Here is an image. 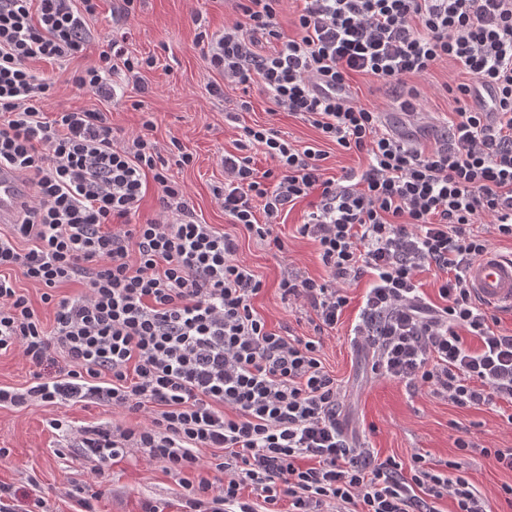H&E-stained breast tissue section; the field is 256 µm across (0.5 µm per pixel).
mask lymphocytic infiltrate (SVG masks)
I'll return each instance as SVG.
<instances>
[{"label":"lymphocytic infiltrate","instance_id":"1","mask_svg":"<svg viewBox=\"0 0 512 512\" xmlns=\"http://www.w3.org/2000/svg\"><path fill=\"white\" fill-rule=\"evenodd\" d=\"M279 2L235 0L236 19L198 42L223 84L259 88L321 136L301 146L270 126L243 127L213 190L232 224L277 247L283 212L309 201L298 232L317 244L326 275L280 282L284 299L313 313L307 337L269 330L255 311L261 280L238 261L237 237L190 209L152 115L116 142L115 78L140 79L155 57L105 40L97 65L69 76L100 108L48 113L55 81L32 63L87 50L97 0H0V167L32 187L0 231V351L34 367L27 386L0 387V406L146 413L134 428H80L78 445L99 477L124 449H145L177 478L183 512H281L285 500L290 512H438L446 497L456 512H493L461 461H380L350 440L322 350L348 287L372 275L351 332L373 372L459 407H500L512 425V334L497 331L467 277L492 237L512 239V0H302L291 34ZM448 60L466 79L446 88L454 118L434 145L389 133L353 98L350 77L368 75L416 113L401 96L407 77ZM486 86L497 92L489 110L474 105ZM328 143L366 153L367 166L327 176ZM253 147L271 168L257 171ZM151 181L165 217L131 223ZM426 269L440 276V304L422 296ZM16 271L54 304L52 327ZM77 279L82 292L56 297Z\"/></svg>","mask_w":512,"mask_h":512}]
</instances>
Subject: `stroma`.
<instances>
[{
    "label": "stroma",
    "mask_w": 512,
    "mask_h": 512,
    "mask_svg": "<svg viewBox=\"0 0 512 512\" xmlns=\"http://www.w3.org/2000/svg\"><path fill=\"white\" fill-rule=\"evenodd\" d=\"M235 12L230 0H140L134 15L122 12V0H101L97 16L89 23L96 39L83 56L68 63L37 62V69L52 75L56 90L49 102L53 112L93 109L99 102L90 93L76 90L67 82L74 69L94 64L97 44L114 31L130 32L129 48L137 56H155L157 64L144 75L148 94L126 88L122 100L112 105V127L116 138L139 129L142 112L154 113V137L162 150L178 139L193 163L174 169L183 183L198 217L225 232L234 226L213 195L224 181L223 153L234 151L238 128L225 124L224 113L241 98L240 89L228 86L222 97L211 96L206 85L220 82L218 73L208 71L197 43L200 28L222 30ZM462 75L453 62H444L428 74L408 78L419 97L417 105L426 112L417 122L397 110L374 78L355 76L351 90L359 101L391 113L384 126L407 140L432 144L447 131L453 104L445 87L460 82ZM251 106L241 113V126L274 124L288 139L299 144L318 140L316 129L285 112H275L272 100L260 90H251ZM308 210L299 203L284 214L276 233L284 243L276 249L255 237L241 236L238 260L249 266L263 283L253 306L271 329L290 327L296 334L312 335L310 309H300L282 300L278 284L289 269L312 277L324 274L316 246L297 232ZM366 281L349 290L350 304L342 323L323 338L322 360L343 386L341 419L352 437L373 448L377 458L406 460L413 453L435 461L463 459L471 482L495 512H512L502 496V487L512 483V472L500 467L490 451L512 448V426L503 422L496 407L461 408L447 398L426 390L411 392L404 384L376 376L367 351L353 345L354 323ZM69 425L70 434L50 428L51 420ZM141 415L102 404L33 405L25 409L0 406V484L11 486L18 495L40 498L48 512H78L79 499H89L94 512H145L146 504L160 512H181V488L162 462L149 460L144 449L127 448L114 460L105 477L92 472L93 462L77 448L73 430L107 424L130 426ZM463 438L475 444L469 454L455 446Z\"/></svg>",
    "instance_id": "obj_1"
}]
</instances>
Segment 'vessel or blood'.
Segmentation results:
<instances>
[{"label": "vessel or blood", "mask_w": 512, "mask_h": 512, "mask_svg": "<svg viewBox=\"0 0 512 512\" xmlns=\"http://www.w3.org/2000/svg\"><path fill=\"white\" fill-rule=\"evenodd\" d=\"M27 196L21 178L10 170H0V224L14 223ZM468 280L480 304L512 312V256L486 253L471 264Z\"/></svg>", "instance_id": "b4317fda"}]
</instances>
